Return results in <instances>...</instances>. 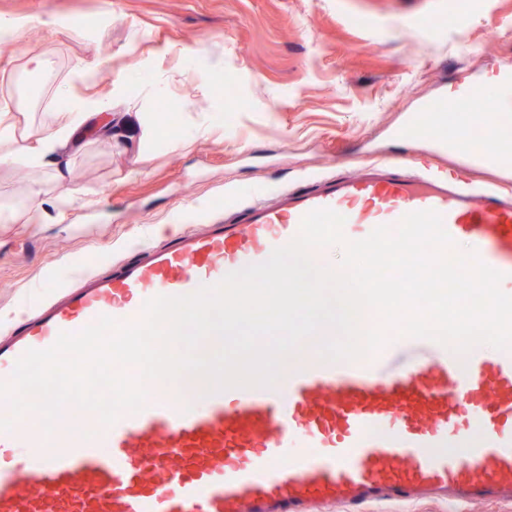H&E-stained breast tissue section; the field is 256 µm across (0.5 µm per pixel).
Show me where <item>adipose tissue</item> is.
<instances>
[{
	"mask_svg": "<svg viewBox=\"0 0 512 512\" xmlns=\"http://www.w3.org/2000/svg\"><path fill=\"white\" fill-rule=\"evenodd\" d=\"M57 98L66 105L65 112L50 123L43 125L28 139L21 150H14L16 141L15 126L10 120L12 105L0 103V165L22 161L32 168L54 167L59 155L77 142V132L92 118L104 110V102L85 99L74 94L70 85H60Z\"/></svg>",
	"mask_w": 512,
	"mask_h": 512,
	"instance_id": "ef3b65f1",
	"label": "adipose tissue"
}]
</instances>
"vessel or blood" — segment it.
Segmentation results:
<instances>
[{
    "label": "vessel or blood",
    "instance_id": "obj_1",
    "mask_svg": "<svg viewBox=\"0 0 512 512\" xmlns=\"http://www.w3.org/2000/svg\"><path fill=\"white\" fill-rule=\"evenodd\" d=\"M484 100L470 116L464 106ZM392 135L454 156L452 170L376 160L345 174L228 196L222 212L104 269L80 274L47 301L24 304L0 336V382L30 349L50 348L100 317L136 322L145 302L218 284L292 241L303 217L328 208L346 238L439 213L454 242L503 273L512 294V61L492 79L451 85L417 106ZM493 168L503 187L468 182ZM270 386L206 394L184 374L177 394L146 395L110 426L39 421L0 431V512H371L431 499L448 512L512 504V347L460 354L393 335L356 362L289 358Z\"/></svg>",
    "mask_w": 512,
    "mask_h": 512
}]
</instances>
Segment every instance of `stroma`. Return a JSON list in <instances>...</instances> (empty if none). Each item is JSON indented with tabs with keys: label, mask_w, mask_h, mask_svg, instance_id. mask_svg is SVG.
<instances>
[{
	"label": "stroma",
	"mask_w": 512,
	"mask_h": 512,
	"mask_svg": "<svg viewBox=\"0 0 512 512\" xmlns=\"http://www.w3.org/2000/svg\"><path fill=\"white\" fill-rule=\"evenodd\" d=\"M467 5L460 34L446 24L448 0H0V22L18 25L15 44L0 46V101L12 103L18 137L52 121L55 88L79 61L100 80L74 92L105 99L129 86L118 109L136 128L129 142L84 130L62 182L0 167V206L18 209L0 223V327L23 296L126 256L150 227L223 208L225 187L345 172L372 149L420 163L384 129L440 85L512 60V0ZM76 15L80 26H60ZM31 52L50 64L33 98ZM36 183L47 205L32 222L21 204ZM66 192L78 200L62 214L53 201Z\"/></svg>",
	"instance_id": "1"
}]
</instances>
